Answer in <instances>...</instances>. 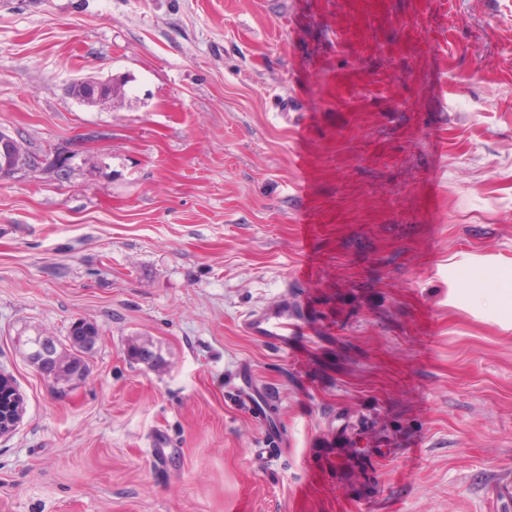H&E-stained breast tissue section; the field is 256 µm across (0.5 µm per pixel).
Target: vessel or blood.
<instances>
[{
  "mask_svg": "<svg viewBox=\"0 0 512 512\" xmlns=\"http://www.w3.org/2000/svg\"><path fill=\"white\" fill-rule=\"evenodd\" d=\"M303 319V308L296 302L284 299L274 306L247 315L243 329L249 336L284 350L301 329ZM224 387L255 419H268L270 412L267 401L247 363L241 362L225 370Z\"/></svg>",
  "mask_w": 512,
  "mask_h": 512,
  "instance_id": "vessel-or-blood-1",
  "label": "vessel or blood"
}]
</instances>
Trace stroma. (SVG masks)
Segmentation results:
<instances>
[{"label": "stroma", "mask_w": 512, "mask_h": 512, "mask_svg": "<svg viewBox=\"0 0 512 512\" xmlns=\"http://www.w3.org/2000/svg\"><path fill=\"white\" fill-rule=\"evenodd\" d=\"M0 131V512H512V330L448 297L512 268V0H0ZM80 318L64 391L24 342ZM84 91V100L91 103H98L111 98L117 91L118 86L110 79L107 82L94 80L93 78H82L76 82ZM303 308L288 295L276 305L253 312L243 321V330L258 340L288 351L292 339L303 329ZM78 320L80 324L79 327H77L78 323L75 324V322H73L69 328L66 340L68 341V346L71 352L70 356L72 357L73 362L77 366L82 365L84 371L88 373V360L90 356H92V353L94 352V345L96 343L97 338L101 335V333L96 323L85 319ZM84 329H86V331L89 333L91 345L89 347H84L83 345L76 346L74 344H71L69 336H84ZM29 342L37 347L34 351L30 352V354L34 356H36L38 353L40 355H43V357L41 358L43 361L48 358L55 360V365L53 368L47 366L45 367L46 363H41L39 365L40 373L47 380L51 381L54 385H60V388H71L85 380L87 375L81 368L75 370V367L73 365L67 366L66 362L62 363V365H59V353L54 351V344H52L50 340L47 342L44 337L36 336L35 338L30 339ZM224 388L234 400L244 405L255 419L268 421L269 408L262 390L253 379L249 365L242 361L224 371Z\"/></svg>", "instance_id": "35a3bbf8"}]
</instances>
